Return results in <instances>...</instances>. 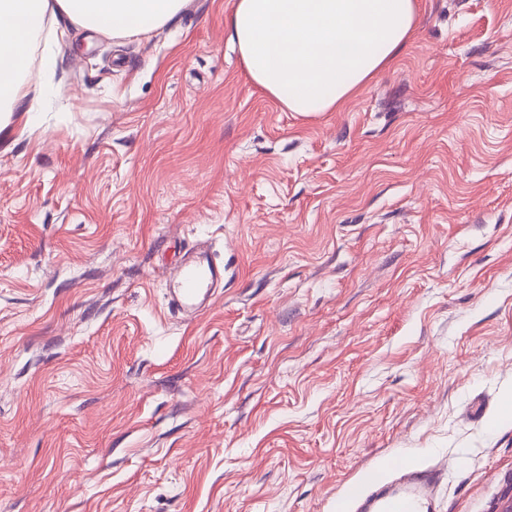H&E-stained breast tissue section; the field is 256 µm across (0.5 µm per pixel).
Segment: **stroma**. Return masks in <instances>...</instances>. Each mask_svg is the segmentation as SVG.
Instances as JSON below:
<instances>
[{
    "label": "stroma",
    "instance_id": "1",
    "mask_svg": "<svg viewBox=\"0 0 512 512\" xmlns=\"http://www.w3.org/2000/svg\"><path fill=\"white\" fill-rule=\"evenodd\" d=\"M188 0L48 22L0 130V512H333L383 461L512 504V0H421L333 112L284 110ZM207 241L224 288L174 318Z\"/></svg>",
    "mask_w": 512,
    "mask_h": 512
}]
</instances>
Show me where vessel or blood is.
<instances>
[{
	"label": "vessel or blood",
	"mask_w": 512,
	"mask_h": 512,
	"mask_svg": "<svg viewBox=\"0 0 512 512\" xmlns=\"http://www.w3.org/2000/svg\"><path fill=\"white\" fill-rule=\"evenodd\" d=\"M223 280V268L201 259L186 261L175 276L172 310L196 307L201 295ZM444 477V471L434 466L414 469L390 460L385 472L376 473L369 483L348 485L336 500V512H430Z\"/></svg>",
	"instance_id": "obj_1"
}]
</instances>
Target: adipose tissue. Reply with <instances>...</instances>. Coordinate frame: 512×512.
<instances>
[{
	"label": "adipose tissue",
	"instance_id": "adipose-tissue-1",
	"mask_svg": "<svg viewBox=\"0 0 512 512\" xmlns=\"http://www.w3.org/2000/svg\"><path fill=\"white\" fill-rule=\"evenodd\" d=\"M186 0H0V112H38L26 78L49 18L115 38L164 26ZM420 0H235L230 40L250 80L291 112H333L413 37Z\"/></svg>",
	"mask_w": 512,
	"mask_h": 512
}]
</instances>
